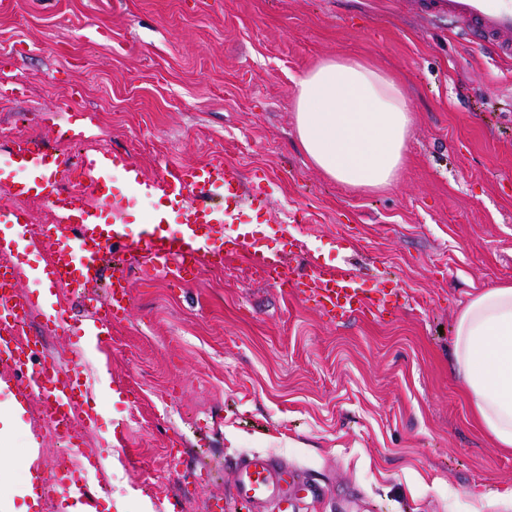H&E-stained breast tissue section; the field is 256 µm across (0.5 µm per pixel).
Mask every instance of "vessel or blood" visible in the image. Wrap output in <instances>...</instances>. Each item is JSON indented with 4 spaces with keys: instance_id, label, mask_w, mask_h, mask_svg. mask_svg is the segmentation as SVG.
I'll use <instances>...</instances> for the list:
<instances>
[{
    "instance_id": "vessel-or-blood-1",
    "label": "vessel or blood",
    "mask_w": 512,
    "mask_h": 512,
    "mask_svg": "<svg viewBox=\"0 0 512 512\" xmlns=\"http://www.w3.org/2000/svg\"><path fill=\"white\" fill-rule=\"evenodd\" d=\"M430 11L447 14L451 23L471 41L503 60H512V0H424ZM11 177L5 187L15 199L48 203L56 221L31 232L25 210L0 207V223L17 226L11 237H0V362L11 367L17 397L37 400L40 411L58 426L60 437L70 435L73 412L86 391V380L76 360L60 365L41 354V337L30 335L29 321L39 315L46 324L59 326L66 311L59 302L31 300L18 289L20 273L4 257L23 244L42 245L49 261L44 267L51 288L87 299L89 317L79 326L83 335L100 345L111 337L113 323L128 314L132 297L124 272L112 274L105 299L91 290L102 279L107 254L113 247L140 255L146 272L189 284L200 264L214 269L226 258L246 252L253 275L273 281L296 296L315 298L331 315L350 318L385 310L387 292L369 297L359 279L343 265H316L305 275L293 274L285 261L268 252L259 239L244 240L227 232L224 216L230 205L248 198L261 202L260 192L246 186L240 168L230 162L182 166L148 178L137 173L130 158L120 154L86 155L79 170H72L55 149L21 136L10 150ZM122 165L134 175V187L145 195H162L183 202L181 228L172 232L160 219L151 218L137 235H129L121 217V204L103 200L111 211L103 221L101 208L84 205L63 188L71 176L99 182L113 166ZM235 496L252 512H295L301 500L323 503L327 493L320 483L301 478L283 461L263 453L242 458L236 466Z\"/></svg>"
}]
</instances>
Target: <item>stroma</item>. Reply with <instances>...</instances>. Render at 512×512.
Masks as SVG:
<instances>
[{
	"instance_id": "35a3bbf8",
	"label": "stroma",
	"mask_w": 512,
	"mask_h": 512,
	"mask_svg": "<svg viewBox=\"0 0 512 512\" xmlns=\"http://www.w3.org/2000/svg\"><path fill=\"white\" fill-rule=\"evenodd\" d=\"M342 56L408 94L412 135L396 183L347 189L295 132L298 78ZM75 157L129 154L147 176L239 164L265 205L237 225L295 272L344 265L373 290L400 286L381 318L330 321L257 280L244 257L200 265L187 286L147 275L117 248L134 305L108 345L84 349L82 303L48 330V354L79 351L95 418L88 474L54 507L20 489L62 446L36 423L0 436V503L65 512H248L234 465L259 452L324 483L338 512H512V449L498 447L453 373L452 329L470 296L512 281V62L473 46L421 0H0V129ZM72 128V139L57 132ZM79 196L120 200L130 227L178 202L144 197L122 171ZM302 221H293L296 211ZM119 392L112 400L111 392ZM184 451L175 466L171 448Z\"/></svg>"
}]
</instances>
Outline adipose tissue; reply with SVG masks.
Segmentation results:
<instances>
[{"label": "adipose tissue", "instance_id": "obj_1", "mask_svg": "<svg viewBox=\"0 0 512 512\" xmlns=\"http://www.w3.org/2000/svg\"><path fill=\"white\" fill-rule=\"evenodd\" d=\"M412 126L408 95L360 61L329 59L297 81L299 145L312 165L344 186L393 185ZM453 365L486 432L512 448V282L481 290L459 311Z\"/></svg>", "mask_w": 512, "mask_h": 512}]
</instances>
